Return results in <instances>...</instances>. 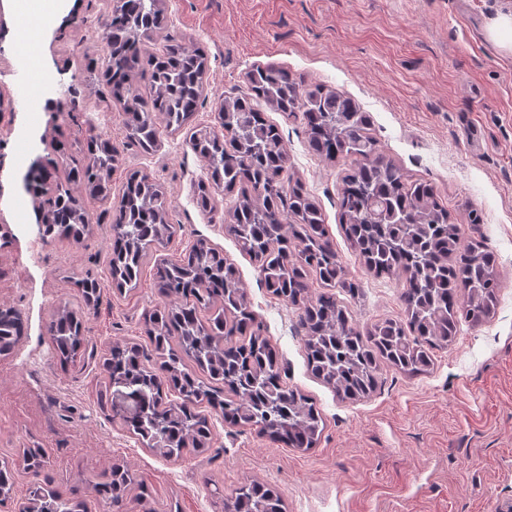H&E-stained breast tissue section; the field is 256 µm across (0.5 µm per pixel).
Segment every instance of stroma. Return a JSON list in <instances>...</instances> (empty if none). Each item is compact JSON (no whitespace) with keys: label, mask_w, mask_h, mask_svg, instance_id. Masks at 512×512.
<instances>
[{"label":"stroma","mask_w":512,"mask_h":512,"mask_svg":"<svg viewBox=\"0 0 512 512\" xmlns=\"http://www.w3.org/2000/svg\"><path fill=\"white\" fill-rule=\"evenodd\" d=\"M512 0H163L167 32L208 57V98L193 125L215 124L225 95L248 91L246 74L276 64L294 77L350 95L369 112L381 152L416 179L435 185L462 239L483 238L503 287L496 314L462 324L434 367L409 376L383 367L374 390L339 398L310 373L296 309L273 297L258 269L224 229V204L201 211L196 185L204 163L185 132L146 153L126 145L118 104L107 103L100 44L92 35L112 0H63L41 26L37 0H0V222L15 237L0 251V304L19 308L27 334L0 357V450L51 449L60 487L89 490L91 480L127 467L134 483L125 512H224V497L247 480L279 487L287 512H512V55L489 43V17ZM26 33L13 38V30ZM71 111L57 116V103ZM288 147L289 172L319 203L336 251L359 285L344 296L359 326L403 319L394 282L368 272L338 224L340 180L348 159L313 154L300 119L266 111ZM125 144L123 171H145L168 193L179 231L162 249L178 259L196 240L233 262L264 335L276 345L289 385L320 408L325 429L300 451L209 412V448L165 458L113 424L98 402L108 342H145L142 314L155 305L153 268L136 289L108 287L110 202L86 199L99 217L77 245L44 241L24 177L52 159L43 133L67 153L55 173L65 181L83 156V131ZM484 222L471 227L469 207ZM89 272L105 288L84 320L89 341L76 361L53 354L46 325L61 304H81L70 280Z\"/></svg>","instance_id":"stroma-1"}]
</instances>
